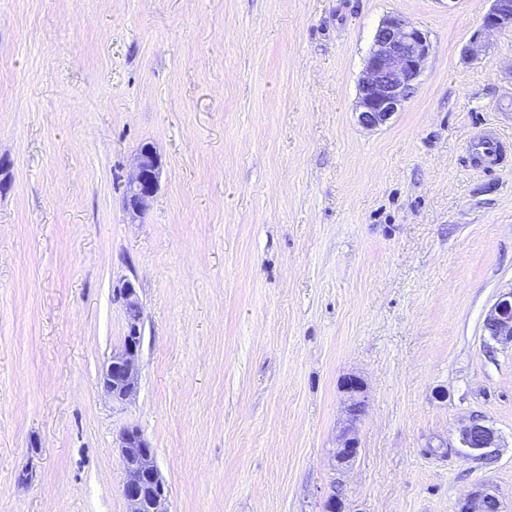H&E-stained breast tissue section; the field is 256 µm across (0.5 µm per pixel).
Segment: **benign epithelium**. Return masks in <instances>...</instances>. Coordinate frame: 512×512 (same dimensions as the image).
I'll return each instance as SVG.
<instances>
[{"label": "benign epithelium", "mask_w": 512, "mask_h": 512, "mask_svg": "<svg viewBox=\"0 0 512 512\" xmlns=\"http://www.w3.org/2000/svg\"><path fill=\"white\" fill-rule=\"evenodd\" d=\"M511 28L512 7L504 0H493L481 31L473 38L470 53L474 55L481 51L482 34ZM430 48L426 32L412 22L401 17H387L380 23L359 83L356 112L361 125L376 128L386 124L407 101ZM160 171L161 161L153 147H141L135 173L125 189V205L134 215L141 216L149 208L159 187ZM116 297L126 310L141 308L137 290L130 282L117 289ZM485 325L492 330L490 341L512 344V289L498 298L485 318ZM141 343L140 321L131 320L124 343L112 352L102 367L101 384L115 404L125 403L136 392ZM343 391L350 402L348 426L334 453L336 465L342 471L349 469L360 454L355 425L365 410L364 382L360 377L350 375L343 381ZM459 442L467 455L477 460L496 457L501 447L496 429L477 416L471 417L461 428ZM118 443L127 512H169L168 489L156 466L154 449L141 431L134 426L124 427ZM458 512H501V503L491 489L480 487L459 504Z\"/></svg>", "instance_id": "7a95c632"}]
</instances>
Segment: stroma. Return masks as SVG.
Returning <instances> with one entry per match:
<instances>
[{
    "label": "stroma",
    "mask_w": 512,
    "mask_h": 512,
    "mask_svg": "<svg viewBox=\"0 0 512 512\" xmlns=\"http://www.w3.org/2000/svg\"><path fill=\"white\" fill-rule=\"evenodd\" d=\"M492 0H0V512H127L116 437L171 512H512V29ZM389 15L429 36L409 99L357 120ZM493 136L496 165L473 169ZM162 164L148 211L124 186ZM142 303L133 399L99 384ZM363 379L338 472L341 388ZM479 415L497 459L454 453ZM507 0H493L489 12L483 19L482 28L473 38L472 47L469 49L471 54H476L483 47L480 40L482 33L502 31L512 28V5L511 10ZM161 161L153 147L146 145L139 150L136 170L125 189V205L136 216L143 215L150 206L158 187ZM484 326L492 330L488 337L490 341L512 344V290L498 298L487 314ZM342 387L350 405L348 406V426L343 431L334 453L336 465L341 471L349 469L360 454V442L355 425L366 406L365 386L360 377L355 375L346 377ZM123 463L122 493L127 512H170L169 495L156 466L154 448L134 426L124 427L118 436ZM151 501H148V498ZM150 502V503H149ZM150 505V509H147ZM500 512L501 503L495 493L486 487L475 489L459 504L458 512Z\"/></svg>",
    "instance_id": "1"
}]
</instances>
